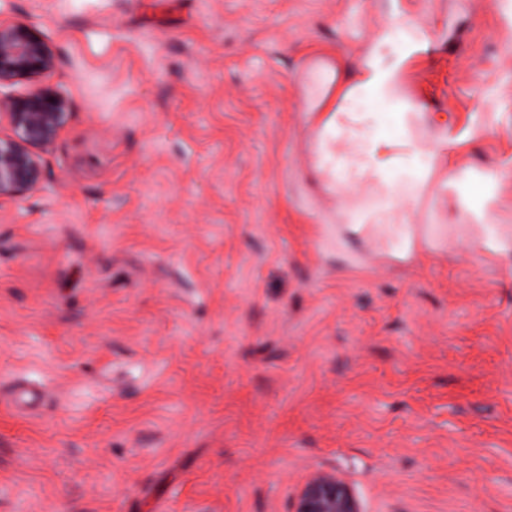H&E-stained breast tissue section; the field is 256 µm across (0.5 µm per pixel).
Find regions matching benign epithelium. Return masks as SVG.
<instances>
[{"instance_id": "benign-epithelium-1", "label": "benign epithelium", "mask_w": 512, "mask_h": 512, "mask_svg": "<svg viewBox=\"0 0 512 512\" xmlns=\"http://www.w3.org/2000/svg\"><path fill=\"white\" fill-rule=\"evenodd\" d=\"M56 59L51 44L31 27L0 23V123L7 122L12 131L0 135V198L19 197L42 184L43 165L36 149L51 143L68 121L63 92L35 89L16 96L11 90L16 79L51 73ZM294 512H361V505L343 478L317 472L301 485Z\"/></svg>"}]
</instances>
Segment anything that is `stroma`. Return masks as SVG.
<instances>
[{"mask_svg": "<svg viewBox=\"0 0 512 512\" xmlns=\"http://www.w3.org/2000/svg\"><path fill=\"white\" fill-rule=\"evenodd\" d=\"M0 21L55 47L71 110L0 201V512H292L318 470L364 512H512V0ZM327 116L336 154L390 139L382 177L320 163ZM428 203L446 237L405 254L380 227Z\"/></svg>", "mask_w": 512, "mask_h": 512, "instance_id": "stroma-1", "label": "stroma"}]
</instances>
